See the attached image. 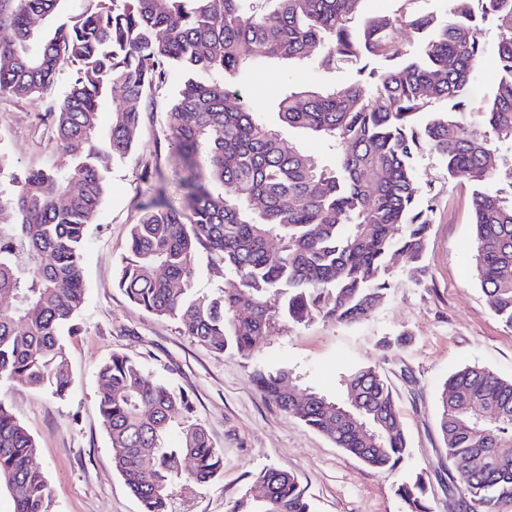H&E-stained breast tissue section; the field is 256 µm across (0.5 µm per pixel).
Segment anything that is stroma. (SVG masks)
I'll return each mask as SVG.
<instances>
[{
  "instance_id": "35a3bbf8",
  "label": "stroma",
  "mask_w": 512,
  "mask_h": 512,
  "mask_svg": "<svg viewBox=\"0 0 512 512\" xmlns=\"http://www.w3.org/2000/svg\"><path fill=\"white\" fill-rule=\"evenodd\" d=\"M372 59L336 60L332 69L296 67L260 70L240 85L242 95L272 126L280 120L262 90L280 84L299 89L365 79L377 68ZM63 84L40 100L0 96V155L10 171L39 169L59 162L61 152L46 109L62 95ZM170 91L157 97L156 110L137 135L133 155L111 165L104 203L90 224L84 251L85 303L67 358L75 382L63 400L12 382L0 384L17 419L36 442L34 463L51 485V512H140L137 499L112 468V449L97 409L99 366L119 352L140 361L148 377L184 390L216 448L224 470L211 483L175 489V512H229L253 474L276 467L298 475L313 512H403L398 486L415 473L429 480L431 512H448V462L437 428L440 391L448 376L478 365L512 379V328L491 312L471 264L473 188L447 173L444 161L421 154L415 173L433 207L423 263L429 277L414 284L402 256L390 262L392 286L372 315L356 325L322 319L273 331L250 359L217 354L179 324L133 304L115 285L137 206L157 193L180 205L174 161L160 160L161 177L144 182L141 163L164 140L163 114ZM298 373L308 390L341 398V372L350 365H377L397 402L408 452L392 470L370 468L305 427L260 393L253 381L257 364Z\"/></svg>"
}]
</instances>
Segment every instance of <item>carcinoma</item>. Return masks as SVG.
Segmentation results:
<instances>
[{"mask_svg": "<svg viewBox=\"0 0 512 512\" xmlns=\"http://www.w3.org/2000/svg\"><path fill=\"white\" fill-rule=\"evenodd\" d=\"M62 0H0V95L40 99L67 71V89L46 111L62 152L45 169L0 182V379L43 388L62 400L73 378L67 340L85 301L82 256L87 225L106 193L110 165L134 149L156 94L174 88L165 144L141 165L140 179L175 160L180 208L158 196L137 206L117 287L147 313L177 321L212 351L250 358L286 325L321 317L367 319L391 288L389 262L401 255L415 283L432 208L414 169L427 151L448 176L475 186L472 255L491 311L512 326V166L501 182L498 146H512V0H451L448 21L405 7L365 15L366 0H79L75 20L51 32L31 19ZM499 31L491 49L476 14ZM432 31L420 53L396 62L395 31ZM327 45L315 58L311 48ZM500 79L484 106L487 125L466 119V98L485 57ZM380 58L388 65L346 86L277 91L280 121L322 138L315 157L285 143L234 89L254 71L282 65L327 69L335 58ZM123 92L107 129L99 105ZM425 114L420 123L416 117ZM228 286L196 288L198 259ZM98 410L112 466L141 512H171L172 490L203 486L224 468L223 452L182 391L148 379L140 363L114 353L97 371ZM263 396L374 469H390L407 441L392 388L371 365L342 383L359 406L318 392L296 399L294 376L257 367ZM179 431L177 446L168 444ZM439 434L448 460V500L458 512H512V379L476 366L448 377ZM36 443L0 398V493L13 512H51V489L33 464ZM405 512H430L417 473L397 488ZM231 512H312L294 474L256 473Z\"/></svg>", "mask_w": 512, "mask_h": 512, "instance_id": "obj_1", "label": "carcinoma"}]
</instances>
